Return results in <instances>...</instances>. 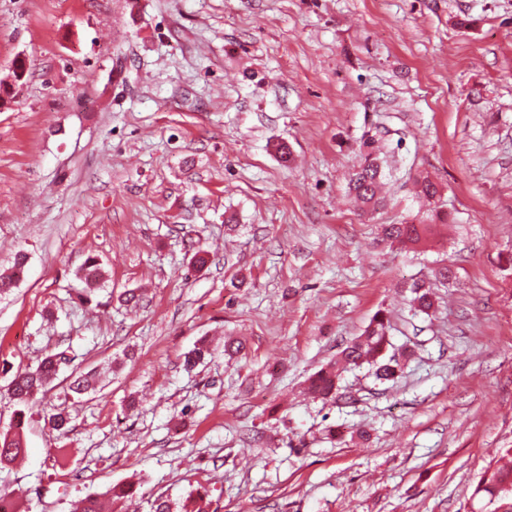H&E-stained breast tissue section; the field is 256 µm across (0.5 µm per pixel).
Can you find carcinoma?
Wrapping results in <instances>:
<instances>
[{"mask_svg": "<svg viewBox=\"0 0 512 512\" xmlns=\"http://www.w3.org/2000/svg\"><path fill=\"white\" fill-rule=\"evenodd\" d=\"M362 146L365 147V150L361 151L362 161L351 174L348 188L360 202L363 212L369 213L383 204V198L379 194L383 171L379 158L375 152L369 150L371 143L366 141ZM426 230L425 224H387L383 228V235L393 242L406 245L419 242ZM25 260L26 256L21 255L17 257L12 267L0 271V296L8 294L20 280L24 272ZM82 279L86 293L98 286L102 273L96 260L92 258L86 260L82 268ZM412 293L416 311L427 314L433 309V292L426 282H414ZM388 328L389 324L385 317L380 313L376 314L364 332L344 347L336 364L318 371L310 378L309 392L322 398L332 395L337 390L341 369L350 365L360 366L368 363L374 368L376 379L380 381L395 379L401 370L404 354L394 352L389 356L386 355L390 346ZM207 355H209V349L202 342L185 354L184 364L186 368L192 369L203 363ZM63 366L64 363L61 362L59 355L48 354L37 366L18 370L10 381L11 398L21 406V409L17 410L12 430L0 433V468L13 463L24 454L25 445L20 432L23 431L22 418L25 415V409L45 395L47 387L57 377ZM95 386L96 379L88 372L71 377L69 390L81 395L95 389ZM132 493L134 489L129 484L114 485L103 499L96 495H89L79 500L74 512H112V503ZM509 494L512 495V466L488 465L474 489V495L494 501Z\"/></svg>", "mask_w": 512, "mask_h": 512, "instance_id": "obj_1", "label": "carcinoma"}]
</instances>
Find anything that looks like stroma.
Listing matches in <instances>:
<instances>
[{
	"label": "stroma",
	"mask_w": 512,
	"mask_h": 512,
	"mask_svg": "<svg viewBox=\"0 0 512 512\" xmlns=\"http://www.w3.org/2000/svg\"><path fill=\"white\" fill-rule=\"evenodd\" d=\"M20 57L0 271L27 264L0 298V431L45 355L99 383L51 384L0 489L29 512L127 481L116 512L202 487L215 512H505L472 492L512 448V0H0V79ZM366 141L386 175L369 214L347 191ZM412 221L427 248L383 240ZM380 311L399 376L350 366L309 395Z\"/></svg>",
	"instance_id": "obj_1"
}]
</instances>
